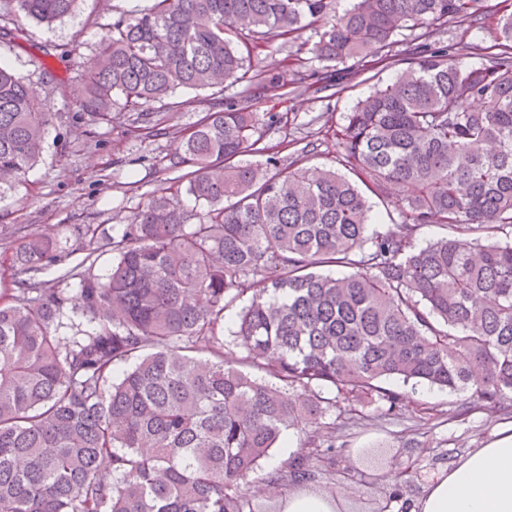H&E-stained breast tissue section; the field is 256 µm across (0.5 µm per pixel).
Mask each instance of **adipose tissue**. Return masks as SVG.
<instances>
[{"mask_svg": "<svg viewBox=\"0 0 512 512\" xmlns=\"http://www.w3.org/2000/svg\"><path fill=\"white\" fill-rule=\"evenodd\" d=\"M412 512H512V427L429 483Z\"/></svg>", "mask_w": 512, "mask_h": 512, "instance_id": "obj_1", "label": "adipose tissue"}]
</instances>
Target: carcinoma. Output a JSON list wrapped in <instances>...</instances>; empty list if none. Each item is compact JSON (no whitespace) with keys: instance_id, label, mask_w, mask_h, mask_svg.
Segmentation results:
<instances>
[{"instance_id":"carcinoma-1","label":"carcinoma","mask_w":512,"mask_h":512,"mask_svg":"<svg viewBox=\"0 0 512 512\" xmlns=\"http://www.w3.org/2000/svg\"><path fill=\"white\" fill-rule=\"evenodd\" d=\"M79 0H6L0 39L25 38ZM484 0H152L106 28L97 67L81 75L80 115L100 124L121 105L146 112L177 90H253L209 110L176 147L170 168L193 167L186 193L154 195L118 238L76 227L84 257L62 278L56 237L20 227L15 287L0 291V512H258L252 478L316 489L336 426L313 430L308 456L265 471L284 433L336 410L358 423L401 410L382 383L429 384L500 406L512 394V10L498 51L466 33L446 47L409 46L396 79L344 113L333 136L352 176L279 165L257 136L254 103L288 84L340 85L338 66L383 61L394 37L448 18L476 22ZM316 24L324 63L286 81L249 65L272 39ZM50 112L24 77L0 63V199L43 152ZM254 153L265 162L242 160ZM397 221L368 236L370 198ZM197 219L194 224L191 219ZM429 224L448 234L415 246ZM104 254L106 273L96 272ZM323 267L349 272L331 276ZM245 355L224 353L226 313ZM82 318L66 334L63 318ZM129 365L119 378L116 369ZM329 389L334 397L322 396ZM412 462L377 508L403 497Z\"/></svg>"}]
</instances>
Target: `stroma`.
<instances>
[{
  "instance_id": "35a3bbf8",
  "label": "stroma",
  "mask_w": 512,
  "mask_h": 512,
  "mask_svg": "<svg viewBox=\"0 0 512 512\" xmlns=\"http://www.w3.org/2000/svg\"><path fill=\"white\" fill-rule=\"evenodd\" d=\"M149 3L80 0L73 16L53 25L27 21V39L21 45L0 43V62L23 76L51 113L40 161L24 184L0 199V289L12 285L9 256L15 228L50 232L60 239L62 261L45 273L53 280L82 256L83 243L74 227L97 224L110 235H120L153 193L172 186L168 159L182 135L213 104L210 91L181 90L175 95L176 107H158L163 132L155 137L135 134L132 111L114 110L110 122L96 125L74 117L81 94L78 75L94 67L105 28L120 14ZM497 18V12H490L470 31L452 19L438 26L435 38L449 42L463 33L469 42L486 48L497 40ZM47 43L54 45V54L36 65L32 58ZM75 44L80 55L73 59L68 51ZM397 72V67L384 62L369 63L346 76L343 90L334 96L306 92L263 101L257 106L263 144L277 147L282 163L345 172L333 137L337 121L374 88L391 83ZM412 398L413 405L394 419L372 420L373 409L367 406L362 425L339 431L333 462L319 472L317 482L345 490L348 512H373L379 496L378 486L343 478L344 470L359 469L362 450L380 448L398 462L417 463V475L404 499L392 505V512H403L406 502L416 501L428 481L460 456L491 441L502 427L512 425V407H475L465 412L461 406L467 396L460 392L420 386Z\"/></svg>"
}]
</instances>
